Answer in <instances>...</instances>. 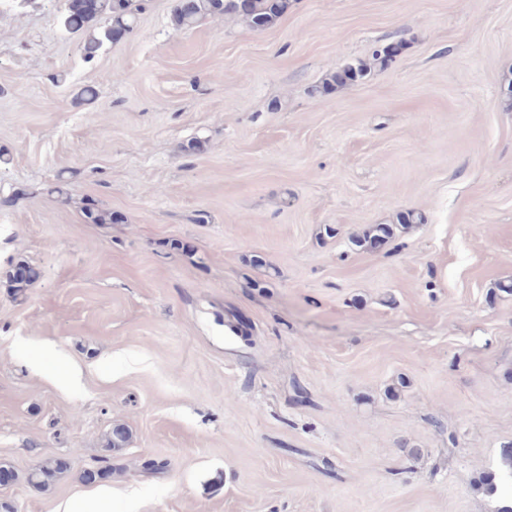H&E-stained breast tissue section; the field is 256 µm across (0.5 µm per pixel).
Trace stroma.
Masks as SVG:
<instances>
[{
    "label": "stroma",
    "instance_id": "obj_1",
    "mask_svg": "<svg viewBox=\"0 0 512 512\" xmlns=\"http://www.w3.org/2000/svg\"><path fill=\"white\" fill-rule=\"evenodd\" d=\"M176 3L89 63L58 0L0 11V512H499L512 0H294L261 31ZM372 62L358 61L355 65L344 67L331 73L319 86H316L317 92H327L334 87L345 86L362 80L368 73L372 65L386 66L388 63L383 54L374 50L371 55ZM6 281L14 296H22L39 277L37 269L27 262L16 263L5 274Z\"/></svg>",
    "mask_w": 512,
    "mask_h": 512
}]
</instances>
